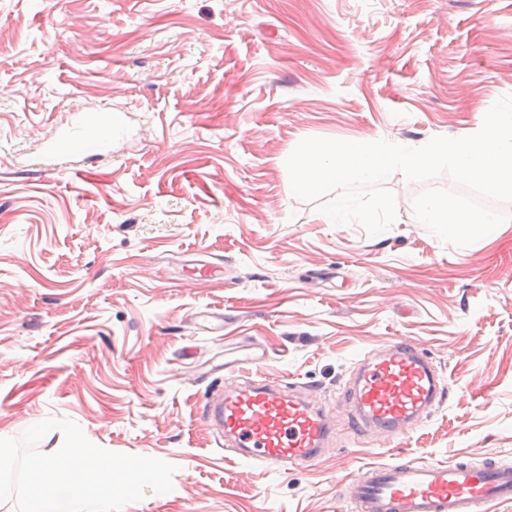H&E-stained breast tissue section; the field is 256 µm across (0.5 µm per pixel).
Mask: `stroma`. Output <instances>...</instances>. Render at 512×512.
Returning a JSON list of instances; mask_svg holds the SVG:
<instances>
[{
	"instance_id": "1",
	"label": "stroma",
	"mask_w": 512,
	"mask_h": 512,
	"mask_svg": "<svg viewBox=\"0 0 512 512\" xmlns=\"http://www.w3.org/2000/svg\"><path fill=\"white\" fill-rule=\"evenodd\" d=\"M509 94L512 0H0V436L66 418L175 465L171 492L121 512H348L336 487L367 463L512 461V203L458 248L396 173L371 236L321 223L285 165L307 137L468 135ZM104 104L103 156L44 168L69 112ZM204 307L223 332L188 323ZM394 336L454 391L398 441L344 436L279 474L201 417L225 344L252 338L268 358L249 374L330 401Z\"/></svg>"
}]
</instances>
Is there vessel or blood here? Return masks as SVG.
I'll list each match as a JSON object with an SVG mask.
<instances>
[{
	"mask_svg": "<svg viewBox=\"0 0 512 512\" xmlns=\"http://www.w3.org/2000/svg\"><path fill=\"white\" fill-rule=\"evenodd\" d=\"M110 107L74 112L46 150L49 160L93 158L112 136ZM318 388L274 378L224 375L202 417L246 461L310 468L338 430L357 440L399 438L422 426L453 394L426 349L397 337L364 355L342 392L343 415L319 404ZM350 512H489L512 502V463L461 455L448 462L399 459L362 467L343 487Z\"/></svg>",
	"mask_w": 512,
	"mask_h": 512,
	"instance_id": "1",
	"label": "vessel or blood"
}]
</instances>
